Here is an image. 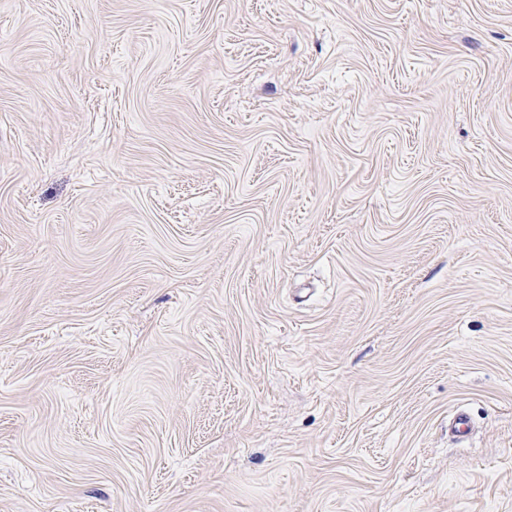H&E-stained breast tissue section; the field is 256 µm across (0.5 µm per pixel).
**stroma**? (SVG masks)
Here are the masks:
<instances>
[{"label":"stroma","mask_w":512,"mask_h":512,"mask_svg":"<svg viewBox=\"0 0 512 512\" xmlns=\"http://www.w3.org/2000/svg\"><path fill=\"white\" fill-rule=\"evenodd\" d=\"M0 512H512V0H0Z\"/></svg>","instance_id":"1"}]
</instances>
